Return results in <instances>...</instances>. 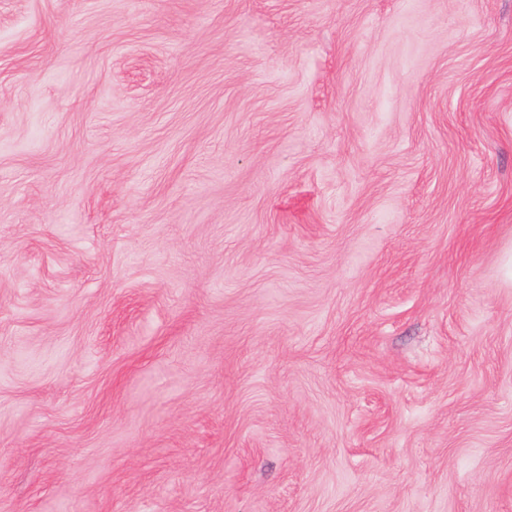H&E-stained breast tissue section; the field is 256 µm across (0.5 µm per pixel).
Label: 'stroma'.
I'll use <instances>...</instances> for the list:
<instances>
[{"mask_svg": "<svg viewBox=\"0 0 512 512\" xmlns=\"http://www.w3.org/2000/svg\"><path fill=\"white\" fill-rule=\"evenodd\" d=\"M512 0H0V512H512Z\"/></svg>", "mask_w": 512, "mask_h": 512, "instance_id": "1", "label": "stroma"}]
</instances>
